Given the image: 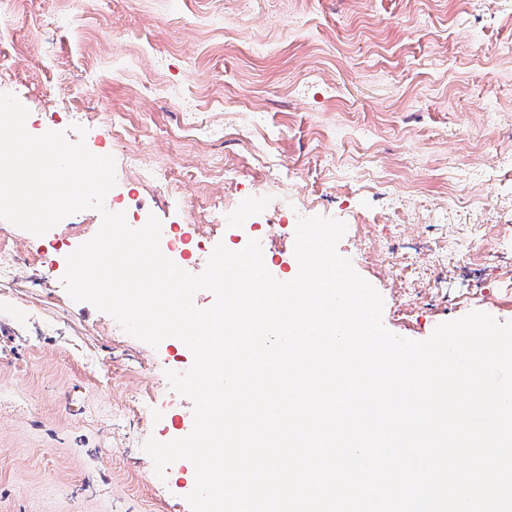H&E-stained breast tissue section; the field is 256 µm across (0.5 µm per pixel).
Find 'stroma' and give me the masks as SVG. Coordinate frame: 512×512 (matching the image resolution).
Masks as SVG:
<instances>
[{"label": "stroma", "instance_id": "stroma-1", "mask_svg": "<svg viewBox=\"0 0 512 512\" xmlns=\"http://www.w3.org/2000/svg\"><path fill=\"white\" fill-rule=\"evenodd\" d=\"M28 16L0 92L28 109L34 134L62 131L97 155L122 151L105 122L82 137L53 109L63 87H85L82 111L108 105L141 131L179 187L130 173L115 192L166 233L214 212L204 257L182 269L203 272L217 244L240 250L268 224L265 266L293 279L296 201L346 224L337 250L382 294L391 332L423 341L472 311L512 322V0H84L71 17L30 0ZM193 121L243 135L203 145ZM256 130L276 135L275 169L253 157ZM214 159L230 180L191 185ZM480 194L493 206L470 205ZM478 228L492 256L437 265L430 243ZM0 230L21 258L0 279V512H191L193 464L160 477L143 450L193 429L192 401L171 402L166 377L191 367V351L173 337L150 346L68 295L66 258L98 231L90 211L41 236L1 219Z\"/></svg>", "mask_w": 512, "mask_h": 512}]
</instances>
